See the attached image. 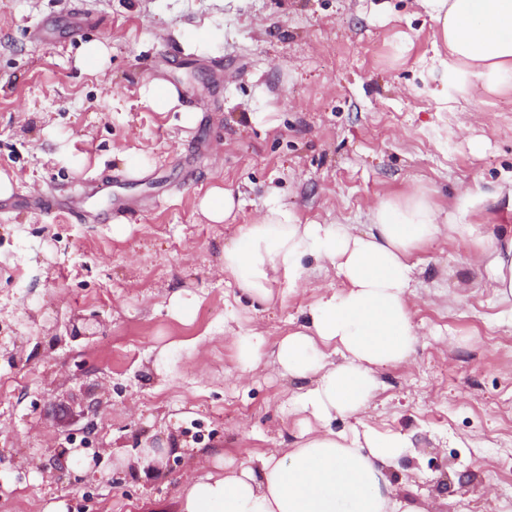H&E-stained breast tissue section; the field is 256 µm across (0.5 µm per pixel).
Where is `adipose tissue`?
I'll return each instance as SVG.
<instances>
[{
	"label": "adipose tissue",
	"instance_id": "ef3b65f1",
	"mask_svg": "<svg viewBox=\"0 0 512 512\" xmlns=\"http://www.w3.org/2000/svg\"><path fill=\"white\" fill-rule=\"evenodd\" d=\"M417 2L448 51L435 76L456 98L512 90V0ZM499 202L512 212V189L468 190L448 218L425 193L414 192L380 201L361 228L303 224L273 203L255 223L240 226L224 244V270L251 296L267 301L274 285L296 288L310 259L330 264L343 283L324 292L301 329L269 353L282 375L311 379L295 403L319 428L303 431L288 450L188 480L179 512H418L395 497L391 482L413 451L410 435L364 423L337 431L332 424L369 405L376 368L403 363L415 350L409 294L411 256L420 245L444 233L472 244L470 264L485 271L499 303L512 306V225L486 232L465 220ZM328 347L341 362L327 361Z\"/></svg>",
	"mask_w": 512,
	"mask_h": 512
}]
</instances>
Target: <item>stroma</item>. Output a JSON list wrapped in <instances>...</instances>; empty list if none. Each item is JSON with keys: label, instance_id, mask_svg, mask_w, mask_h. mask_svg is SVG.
<instances>
[{"label": "stroma", "instance_id": "obj_1", "mask_svg": "<svg viewBox=\"0 0 512 512\" xmlns=\"http://www.w3.org/2000/svg\"><path fill=\"white\" fill-rule=\"evenodd\" d=\"M91 40L112 50L99 71L76 64ZM442 48L416 0H0V512H177L186 477L291 446L299 382L268 359L241 372L231 333L275 344L341 281L319 269L262 302L224 243L272 200L361 225L386 198L450 214L503 185L512 93L443 111ZM153 80L197 97L195 125L143 101ZM213 186L241 200L223 224L198 208ZM50 192L98 221L39 210ZM469 254L443 236L415 253L418 342L361 415L411 434L391 481L420 512H512V315ZM70 446L98 456L83 479L47 466Z\"/></svg>", "mask_w": 512, "mask_h": 512}]
</instances>
